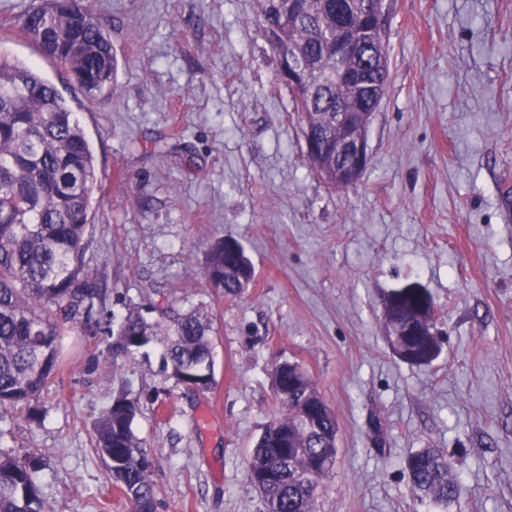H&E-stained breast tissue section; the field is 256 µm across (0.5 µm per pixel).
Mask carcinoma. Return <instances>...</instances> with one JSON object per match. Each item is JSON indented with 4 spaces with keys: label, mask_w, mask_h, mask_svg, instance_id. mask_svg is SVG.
<instances>
[{
    "label": "carcinoma",
    "mask_w": 512,
    "mask_h": 512,
    "mask_svg": "<svg viewBox=\"0 0 512 512\" xmlns=\"http://www.w3.org/2000/svg\"><path fill=\"white\" fill-rule=\"evenodd\" d=\"M257 17L276 55H295L309 86L288 89L292 111L322 142L308 163L335 189H348L336 177L345 161L329 144L336 138V113L354 112L360 103H381L387 83L385 43L368 51L379 66L366 89L336 80V67L353 69L360 60L336 59V0H256ZM85 0H40L21 15V33L76 78L88 96L112 89V44L94 16L84 18ZM97 184L93 152L84 129L57 88L31 66L0 57V407L26 410L38 424L42 411L31 399L48 388L64 364L69 326L84 335L110 339L113 358L131 357L164 337L165 370L186 387L205 391L214 381L210 323L195 309L152 304L158 319L130 310L119 318L106 302L96 276L85 268L91 197ZM205 280L236 296L252 282L254 267L245 252L224 259V240L214 242ZM383 309L385 339L394 356L416 366L431 365L441 343L427 335L434 326L430 293L421 300L402 289ZM274 394L281 412L252 449L250 481L265 512H316L318 490L333 475L338 421L307 371L286 364L276 371ZM140 398L114 396L94 424L95 448L132 512H155L152 462L140 449L133 424ZM288 433L283 448L279 433ZM41 459L19 461L0 450V512H45L38 480ZM406 470L416 495L448 504L457 492L453 462L444 452L411 453Z\"/></svg>",
    "instance_id": "1"
}]
</instances>
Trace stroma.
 Here are the masks:
<instances>
[{
	"instance_id": "35a3bbf8",
	"label": "stroma",
	"mask_w": 512,
	"mask_h": 512,
	"mask_svg": "<svg viewBox=\"0 0 512 512\" xmlns=\"http://www.w3.org/2000/svg\"><path fill=\"white\" fill-rule=\"evenodd\" d=\"M38 3L0 0V55L50 80L90 140L87 267L116 315L161 291L208 313L214 343L198 393L163 371L161 345L115 359L71 333L43 424L0 408V448L42 460L47 512H128L93 447L123 388L160 393L133 424L157 512H265L248 464L284 361L339 421L316 512H512V0H388L387 87L346 191L305 159L256 0H90L114 58L93 97L19 32ZM218 237L255 268L236 297L203 277ZM411 282L442 330L428 367L384 338L383 299ZM421 448L455 465L448 507L411 488Z\"/></svg>"
}]
</instances>
